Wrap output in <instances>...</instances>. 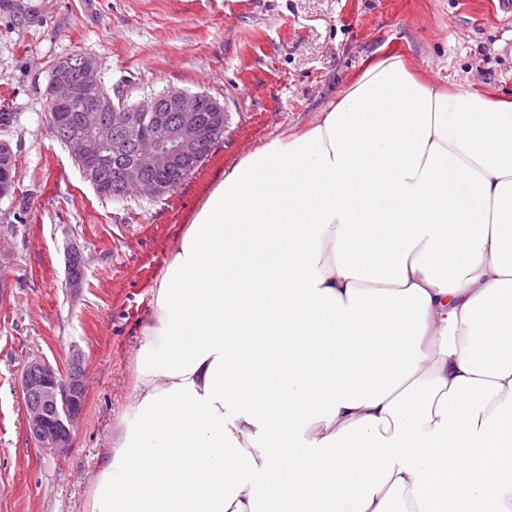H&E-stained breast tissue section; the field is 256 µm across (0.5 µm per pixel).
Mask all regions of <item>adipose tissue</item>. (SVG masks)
<instances>
[{
    "label": "adipose tissue",
    "instance_id": "ef3b65f1",
    "mask_svg": "<svg viewBox=\"0 0 512 512\" xmlns=\"http://www.w3.org/2000/svg\"><path fill=\"white\" fill-rule=\"evenodd\" d=\"M90 512H512V98L404 57L225 170Z\"/></svg>",
    "mask_w": 512,
    "mask_h": 512
}]
</instances>
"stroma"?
<instances>
[{
	"label": "stroma",
	"mask_w": 512,
	"mask_h": 512,
	"mask_svg": "<svg viewBox=\"0 0 512 512\" xmlns=\"http://www.w3.org/2000/svg\"><path fill=\"white\" fill-rule=\"evenodd\" d=\"M95 57L130 100L169 88L224 105V137L155 199L102 197L51 132L55 62ZM394 52L428 83L512 96V14L499 0H0V140L16 191L0 200V512H87L114 430L134 417L135 356L166 261L235 160L314 123L364 63ZM84 257L66 285L65 249ZM79 348L86 398L68 455L27 436L31 353Z\"/></svg>",
	"instance_id": "35a3bbf8"
}]
</instances>
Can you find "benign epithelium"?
Masks as SVG:
<instances>
[{
    "mask_svg": "<svg viewBox=\"0 0 512 512\" xmlns=\"http://www.w3.org/2000/svg\"><path fill=\"white\" fill-rule=\"evenodd\" d=\"M74 72L70 78L68 72ZM102 82L101 66L87 55L77 54L60 60L48 87V107L57 112L62 107L77 109L79 130L68 123L53 125L52 132L61 139L70 156L83 164L84 174L92 179L100 152L106 145L119 141L128 152L114 158L117 164L113 191L122 194L134 189L137 194L158 198L171 187L152 176L155 170L168 168L180 157L204 152L223 130L224 106L213 101L212 121L202 122V99L195 93L168 89L160 96L133 105H124L123 112L112 107V123L105 122V106L95 99L80 100L79 90L96 88ZM157 113L154 131L146 136L139 113ZM81 251L71 247L67 252L68 284L80 287L83 268ZM27 430L39 447L62 457L72 447L74 432L85 403V375L82 354L72 348L64 366L53 367L40 355H30L21 372Z\"/></svg>",
    "mask_w": 512,
    "mask_h": 512,
    "instance_id": "1",
    "label": "benign epithelium"
}]
</instances>
